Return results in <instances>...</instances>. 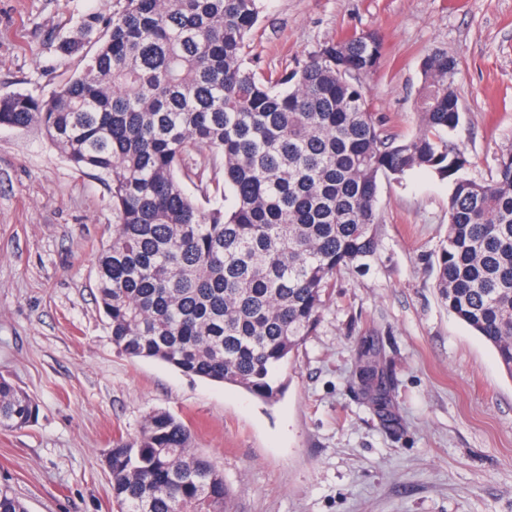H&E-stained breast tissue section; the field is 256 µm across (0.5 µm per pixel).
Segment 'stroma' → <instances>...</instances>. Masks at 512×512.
<instances>
[{
	"label": "stroma",
	"instance_id": "obj_1",
	"mask_svg": "<svg viewBox=\"0 0 512 512\" xmlns=\"http://www.w3.org/2000/svg\"><path fill=\"white\" fill-rule=\"evenodd\" d=\"M117 0H0V96L50 94L84 69L59 40ZM261 74L295 69L350 32L383 37L364 80L371 109L415 133L422 61L457 57L452 137L488 179L512 148V0H262ZM447 181L425 170L378 182L379 247L343 270L312 336L283 364L274 401L133 359L112 344L96 263L115 217L96 172L74 170L38 128L0 127V375L37 402L0 431V484L29 512H116L104 455L146 414L186 423L224 473L232 512H512V376L435 288ZM374 348L388 404L362 390Z\"/></svg>",
	"mask_w": 512,
	"mask_h": 512
}]
</instances>
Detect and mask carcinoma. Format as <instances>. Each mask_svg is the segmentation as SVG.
<instances>
[{
	"label": "carcinoma",
	"instance_id": "cac0c4a2",
	"mask_svg": "<svg viewBox=\"0 0 512 512\" xmlns=\"http://www.w3.org/2000/svg\"><path fill=\"white\" fill-rule=\"evenodd\" d=\"M259 15V0H119L60 40L71 55L94 39L81 73L48 98L0 96V126H37L75 169L112 182L96 290L113 346L276 399L274 373L316 330L336 275L376 254L379 178L428 170L452 186L436 288L512 375V149L475 180L465 149L448 146L461 121L458 59L424 58L420 127L401 139L364 88L383 56L378 33L259 76L247 52ZM194 151L221 159L224 203L205 208L184 189L200 176ZM359 368L382 377L369 350ZM38 411L0 376V430ZM106 465L120 512H231L224 472L166 411L113 440ZM0 512L28 508L0 485Z\"/></svg>",
	"mask_w": 512,
	"mask_h": 512
}]
</instances>
